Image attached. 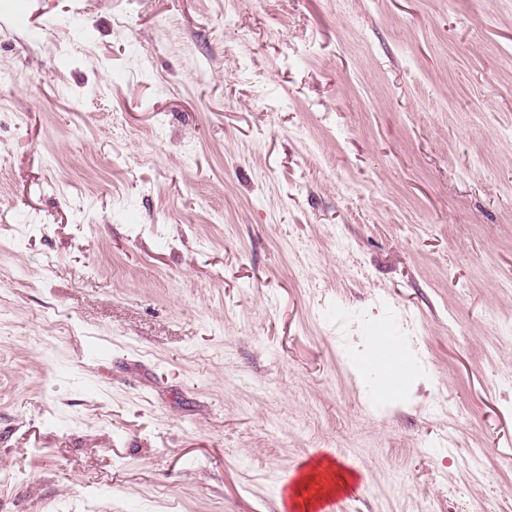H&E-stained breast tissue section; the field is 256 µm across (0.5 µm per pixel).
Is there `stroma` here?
<instances>
[{"label":"stroma","mask_w":512,"mask_h":512,"mask_svg":"<svg viewBox=\"0 0 512 512\" xmlns=\"http://www.w3.org/2000/svg\"><path fill=\"white\" fill-rule=\"evenodd\" d=\"M225 2L0 0V512H512V0ZM362 362L368 372L377 371L382 375L380 390L383 396L391 395L408 379L403 370L404 361L401 358L387 359L383 356L366 355ZM358 480V476L336 465L328 457H323L305 468L291 486V499L294 510L311 512L318 509L323 501L333 495L348 493ZM322 510L332 512L327 505Z\"/></svg>","instance_id":"obj_1"}]
</instances>
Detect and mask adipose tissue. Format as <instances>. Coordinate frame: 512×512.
<instances>
[{
  "instance_id": "obj_1",
  "label": "adipose tissue",
  "mask_w": 512,
  "mask_h": 512,
  "mask_svg": "<svg viewBox=\"0 0 512 512\" xmlns=\"http://www.w3.org/2000/svg\"><path fill=\"white\" fill-rule=\"evenodd\" d=\"M358 480L357 475L334 461L323 457L305 468L291 487L295 512H317L323 501L349 492Z\"/></svg>"
}]
</instances>
